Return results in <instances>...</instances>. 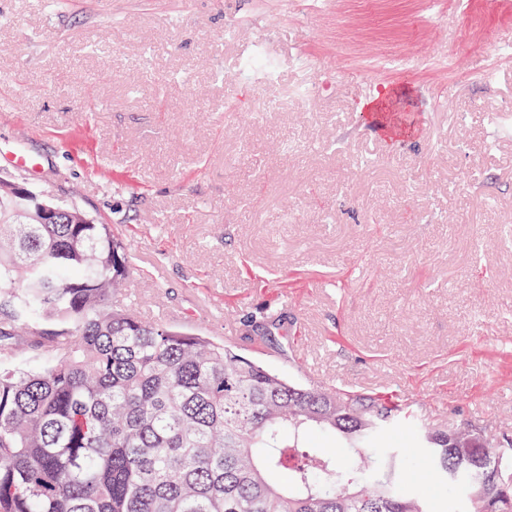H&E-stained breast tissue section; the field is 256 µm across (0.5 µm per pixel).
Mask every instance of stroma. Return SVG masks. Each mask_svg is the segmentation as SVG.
<instances>
[{
	"label": "stroma",
	"instance_id": "obj_1",
	"mask_svg": "<svg viewBox=\"0 0 512 512\" xmlns=\"http://www.w3.org/2000/svg\"><path fill=\"white\" fill-rule=\"evenodd\" d=\"M1 176L111 225L114 306L512 441V0H0Z\"/></svg>",
	"mask_w": 512,
	"mask_h": 512
}]
</instances>
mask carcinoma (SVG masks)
Wrapping results in <instances>:
<instances>
[{
    "label": "carcinoma",
    "instance_id": "1",
    "mask_svg": "<svg viewBox=\"0 0 512 512\" xmlns=\"http://www.w3.org/2000/svg\"><path fill=\"white\" fill-rule=\"evenodd\" d=\"M0 184V512H512V448L473 426L307 387L208 336L112 307L129 255L109 224H34ZM331 434L366 461L310 442Z\"/></svg>",
    "mask_w": 512,
    "mask_h": 512
}]
</instances>
